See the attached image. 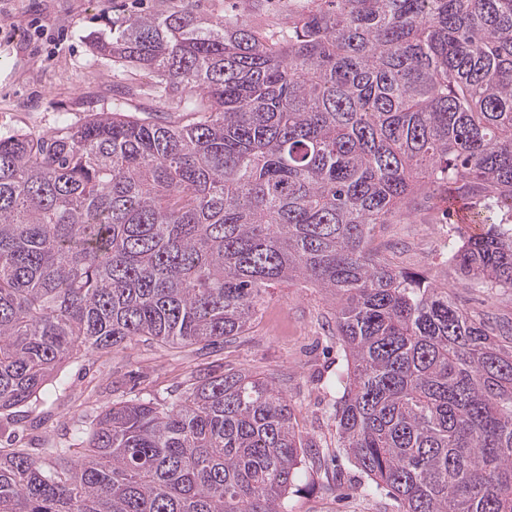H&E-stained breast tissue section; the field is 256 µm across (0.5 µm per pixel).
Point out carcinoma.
Here are the masks:
<instances>
[{"instance_id":"obj_1","label":"carcinoma","mask_w":512,"mask_h":512,"mask_svg":"<svg viewBox=\"0 0 512 512\" xmlns=\"http://www.w3.org/2000/svg\"><path fill=\"white\" fill-rule=\"evenodd\" d=\"M288 27L195 0L116 18L112 111L0 137V411L70 360L217 346L275 284L334 305L337 447L397 512H512V345L376 229L439 196L485 229L448 250L512 292V0H298ZM156 113L123 111L126 77ZM0 445V512H284L316 443L275 379L199 369L171 401ZM133 82L140 89L141 95L138 98L133 99L130 103L131 105L128 107V112H136L138 115H141L140 113L143 112L139 111L142 109L156 106L149 95L153 85V80L144 73H138L133 76Z\"/></svg>"}]
</instances>
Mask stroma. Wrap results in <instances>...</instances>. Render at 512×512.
<instances>
[{
    "mask_svg": "<svg viewBox=\"0 0 512 512\" xmlns=\"http://www.w3.org/2000/svg\"><path fill=\"white\" fill-rule=\"evenodd\" d=\"M160 0H0V137L46 133L61 120L81 122L112 109L111 60L92 42L112 19L152 12ZM469 228L441 210L421 212L411 224H388L375 237L379 253L400 254L404 266L452 276L448 250ZM471 312L512 318V294L456 288ZM332 309L317 288L270 289L251 328L216 348L163 349L134 342L97 358L65 363L66 387L0 413V444L72 442L86 401L103 407L152 395L177 397L192 371H243L274 377L291 401L303 434L323 454L321 465L302 463L288 512H397L382 494L363 492L360 473L336 446L333 407L344 353L322 328Z\"/></svg>",
    "mask_w": 512,
    "mask_h": 512,
    "instance_id": "stroma-1",
    "label": "stroma"
}]
</instances>
